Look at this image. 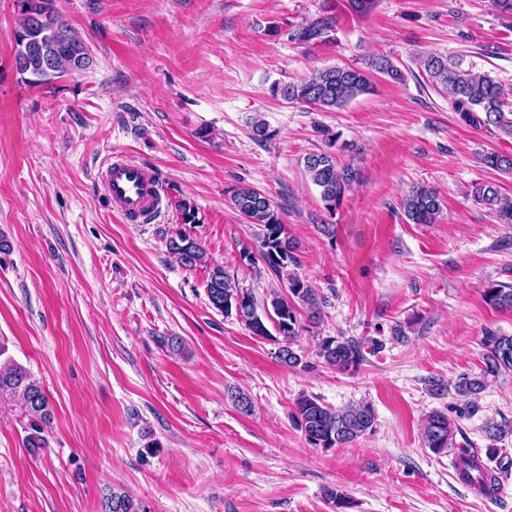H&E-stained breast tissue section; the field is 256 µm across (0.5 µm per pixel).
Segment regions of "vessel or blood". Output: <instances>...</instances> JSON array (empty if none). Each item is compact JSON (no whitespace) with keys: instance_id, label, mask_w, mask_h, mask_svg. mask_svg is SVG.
<instances>
[{"instance_id":"b4317fda","label":"vessel or blood","mask_w":512,"mask_h":512,"mask_svg":"<svg viewBox=\"0 0 512 512\" xmlns=\"http://www.w3.org/2000/svg\"><path fill=\"white\" fill-rule=\"evenodd\" d=\"M100 178L113 209L128 222L148 217L160 204L161 186L156 176L131 160L108 158Z\"/></svg>"}]
</instances>
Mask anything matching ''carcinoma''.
<instances>
[{
  "label": "carcinoma",
  "instance_id": "obj_1",
  "mask_svg": "<svg viewBox=\"0 0 512 512\" xmlns=\"http://www.w3.org/2000/svg\"><path fill=\"white\" fill-rule=\"evenodd\" d=\"M20 14L14 32V47L19 50L29 41L40 47V53L23 55L16 67L18 73L34 77L36 84H49L68 73L91 68L93 57L86 54L88 45L79 33L60 14L57 0H14ZM334 6L324 2L318 17L294 26L288 33L291 41L313 45L333 41L338 16ZM54 68H46V60ZM432 88L448 98V104L459 120L473 127H493L500 134L512 138V109L502 85L486 72H475L462 67V62L448 56L430 53L420 60ZM381 74L395 83L405 80V73L385 57L369 59L362 69L352 66L315 69L299 81H278L271 85L273 96L289 103L314 106L322 111L341 108L372 88V76ZM335 140L328 139L327 149L311 153L304 159L312 183L318 188L325 210L332 214L352 192L357 172L349 164L336 159L331 151ZM483 164L495 171L512 174V153L490 152L482 157ZM234 209L250 224L261 227L259 254L267 267L279 278L286 277V291L274 292L260 304L256 297L232 283L224 269L215 266L209 273L206 293L210 304L224 316H235L256 336H281L277 357L288 367L302 363L293 344L298 336L300 309L309 311V318L321 315L322 299L311 284L288 266L297 265V244L285 231L283 221L272 201L262 192L247 185L230 190ZM473 200L484 206L500 224H512V198L502 193L494 182H478L471 191ZM405 217L412 224H433L442 204L436 191L416 187L403 200ZM167 247L187 268L205 262L203 247L185 234L171 237ZM486 304L495 310L512 309V288L491 283L484 290ZM273 329H268L267 324ZM485 349L484 367L476 375H462L455 384L461 403L455 407L457 419L472 418L480 411L478 396L497 379L512 371V336L487 330L482 338ZM383 344L377 339L366 342L325 336L319 342V357L340 370L357 367L365 360V353L375 354ZM6 348L0 343V397L12 400L23 417L27 418L24 438L26 448H44V426L50 417V402L41 383L23 366L5 357ZM295 419L309 444L329 449L351 443L372 430L375 415L368 405H348L332 408L315 396H300L295 403ZM456 419L443 411L431 413L425 420L423 440L425 447L435 454H445L454 448ZM511 425L487 420L482 432L489 441L484 449V460H479L478 449L460 448L452 461L459 477L482 494L492 497L500 489L499 475L508 471L504 459L507 450L497 447L504 440ZM103 512H150L124 493L112 491L104 498Z\"/></svg>",
  "mask_w": 512,
  "mask_h": 512
}]
</instances>
